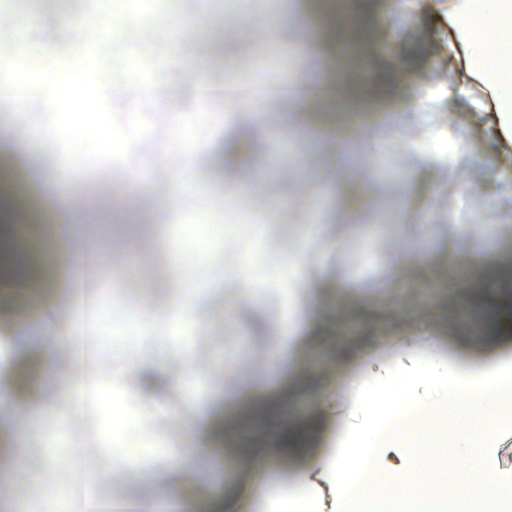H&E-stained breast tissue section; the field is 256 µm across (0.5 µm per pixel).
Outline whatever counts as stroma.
Returning a JSON list of instances; mask_svg holds the SVG:
<instances>
[{
    "instance_id": "1",
    "label": "stroma",
    "mask_w": 512,
    "mask_h": 512,
    "mask_svg": "<svg viewBox=\"0 0 512 512\" xmlns=\"http://www.w3.org/2000/svg\"><path fill=\"white\" fill-rule=\"evenodd\" d=\"M343 31L302 32L319 0H151L119 27L97 0H0L9 51L0 74L53 73L74 84L178 86L201 74L245 85L273 59L280 82L315 66L350 84L381 77L398 96L384 113L341 102L321 118L348 129L347 154L308 140L290 102L244 112L223 98L158 101L100 95V136L64 117V105L26 102L0 124L19 153L0 152V188L12 194L39 280L0 287V411L6 497L63 512L85 499L177 496L231 512H299L330 502L329 464L352 417L355 389L424 355L464 370L499 360L494 390L512 385V334L498 331L512 293V107L458 24L466 0H351ZM357 43L365 72L337 46ZM419 96L408 102L402 89ZM245 144L263 169L253 181L220 151ZM369 182L383 220L352 222L337 161ZM102 211L98 233L76 230L72 265L58 270L50 208ZM253 235L227 231L225 214ZM208 245L194 250L192 225ZM150 311L151 329L134 325ZM179 334H172V325ZM80 330V347L49 341ZM154 363L158 384L133 366ZM94 367L72 402L74 359ZM225 426L277 436L283 419L306 434L302 450L247 460L239 440L190 434L198 404ZM426 437L398 431L379 455L402 472L395 496L429 478L417 461ZM194 464L174 465L186 449ZM224 466L212 468L216 457ZM98 472L97 482L84 480Z\"/></svg>"
}]
</instances>
